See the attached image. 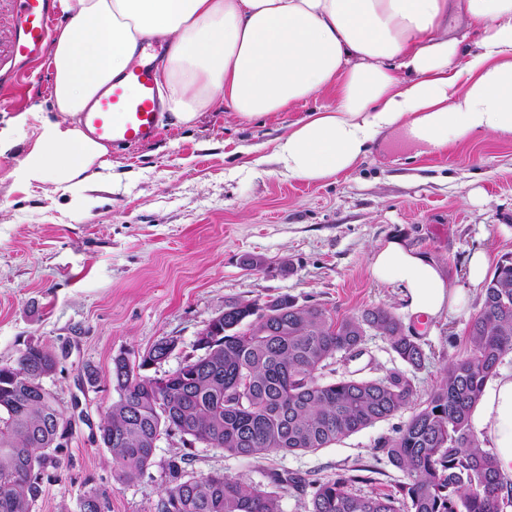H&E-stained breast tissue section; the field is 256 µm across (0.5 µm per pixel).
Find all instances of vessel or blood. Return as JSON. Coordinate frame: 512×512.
<instances>
[{
  "label": "vessel or blood",
  "instance_id": "obj_1",
  "mask_svg": "<svg viewBox=\"0 0 512 512\" xmlns=\"http://www.w3.org/2000/svg\"><path fill=\"white\" fill-rule=\"evenodd\" d=\"M52 27L49 0H18L15 53L22 63H35L48 53ZM162 117L153 66L147 62L129 67L81 114L92 137L118 147L155 139Z\"/></svg>",
  "mask_w": 512,
  "mask_h": 512
}]
</instances>
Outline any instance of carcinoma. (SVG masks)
<instances>
[{"label": "carcinoma", "instance_id": "cac0c4a2", "mask_svg": "<svg viewBox=\"0 0 512 512\" xmlns=\"http://www.w3.org/2000/svg\"><path fill=\"white\" fill-rule=\"evenodd\" d=\"M373 331L409 367L380 378L343 376L323 382L317 372L339 353L362 350ZM204 355L169 374L162 401L138 365L113 360L119 389L99 427L112 452L117 480L129 484L153 463L156 443L173 429L256 458L272 452H316L410 408L414 373L426 360L420 334L387 308L342 319L281 295L263 303L229 300L224 321L206 328ZM465 358L446 366L395 434L378 441L380 452L406 481L389 494L354 489L370 478L351 473L311 481L270 473L278 487L312 488L306 512H504L512 507V480L498 470L493 450L478 437L471 412L502 357L512 351V258L486 281L479 310L464 330ZM49 349L29 345L12 365H0V512H32L45 472L63 466L54 445L65 415L43 379L56 371ZM168 464L171 485L157 512H282L275 491L250 489L221 474L179 477ZM107 493L92 491L81 512H105Z\"/></svg>", "mask_w": 512, "mask_h": 512}]
</instances>
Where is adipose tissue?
Listing matches in <instances>:
<instances>
[{
  "mask_svg": "<svg viewBox=\"0 0 512 512\" xmlns=\"http://www.w3.org/2000/svg\"><path fill=\"white\" fill-rule=\"evenodd\" d=\"M53 33V116L32 108L0 131V152L23 146L8 177L54 190L92 189L108 177V146L80 120L89 103L153 42L165 112L192 125L226 106L241 120L281 112L322 91L333 105L293 122L274 143L280 172L323 183L353 170L384 130L403 128L432 151L512 137V0H59ZM465 15L476 44L448 33ZM370 272L402 288L413 313L461 311L466 290L397 240L373 249ZM473 423L512 479V372L485 389Z\"/></svg>",
  "mask_w": 512,
  "mask_h": 512,
  "instance_id": "1",
  "label": "adipose tissue"
}]
</instances>
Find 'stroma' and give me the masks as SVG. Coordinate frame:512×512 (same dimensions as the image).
<instances>
[{
  "instance_id": "stroma-1",
  "label": "stroma",
  "mask_w": 512,
  "mask_h": 512,
  "mask_svg": "<svg viewBox=\"0 0 512 512\" xmlns=\"http://www.w3.org/2000/svg\"><path fill=\"white\" fill-rule=\"evenodd\" d=\"M52 76L39 63L28 90L0 87V129L33 107L51 112ZM320 93L286 111L250 121L218 107L190 127L165 123L150 143L113 148L115 178L79 197L42 185L19 187L7 177L21 156H0V364L27 345L52 350L57 370L46 386L75 426L62 468L43 479L32 512H80L90 491L108 494L107 512H156L168 486L169 461L183 478L223 473L271 489L270 471L328 479L371 465L361 492L387 493L403 474L376 460L380 438L407 414L365 428L314 453H271L238 459L179 432L162 435L151 467L130 484L118 482L98 426L116 396L112 360L140 361L162 339L167 358L143 369L160 378L200 352L196 341L228 300L264 302L278 295L316 306L332 317L385 307L422 335L428 360L414 383L426 394L448 362L465 357L462 334L478 310L471 296L459 314L412 313L401 289L371 275L372 249L400 240L436 262L451 287L467 285L468 260L484 250L490 265L512 257V138L489 136L429 152L392 129L366 158L329 183L279 174L267 156L272 142L307 112L330 104ZM252 255L264 267L242 260ZM354 362L323 369V381L359 372L380 377L405 364L383 336L372 333Z\"/></svg>"
}]
</instances>
